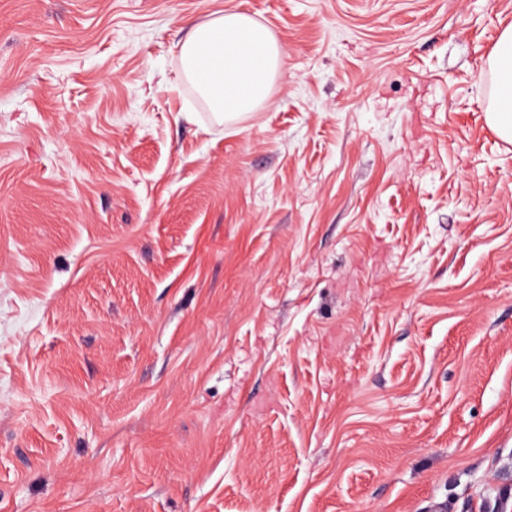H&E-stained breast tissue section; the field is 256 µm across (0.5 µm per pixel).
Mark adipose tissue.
Instances as JSON below:
<instances>
[{
	"label": "adipose tissue",
	"mask_w": 512,
	"mask_h": 512,
	"mask_svg": "<svg viewBox=\"0 0 512 512\" xmlns=\"http://www.w3.org/2000/svg\"><path fill=\"white\" fill-rule=\"evenodd\" d=\"M182 75L216 118L231 120L255 111L268 98L286 52L266 26L239 11H221L191 26L179 50ZM494 84L485 119L512 142V26L489 55Z\"/></svg>",
	"instance_id": "obj_1"
}]
</instances>
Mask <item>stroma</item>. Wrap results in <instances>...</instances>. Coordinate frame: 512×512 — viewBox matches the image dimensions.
<instances>
[{"instance_id": "stroma-1", "label": "stroma", "mask_w": 512, "mask_h": 512, "mask_svg": "<svg viewBox=\"0 0 512 512\" xmlns=\"http://www.w3.org/2000/svg\"><path fill=\"white\" fill-rule=\"evenodd\" d=\"M288 57L217 121L179 44ZM512 0H0V512H512ZM182 75L218 119L255 111L268 98L286 52L266 26L239 11L195 23L180 43ZM489 70L494 84L485 119L503 140L512 142V26L505 28L489 55Z\"/></svg>"}]
</instances>
